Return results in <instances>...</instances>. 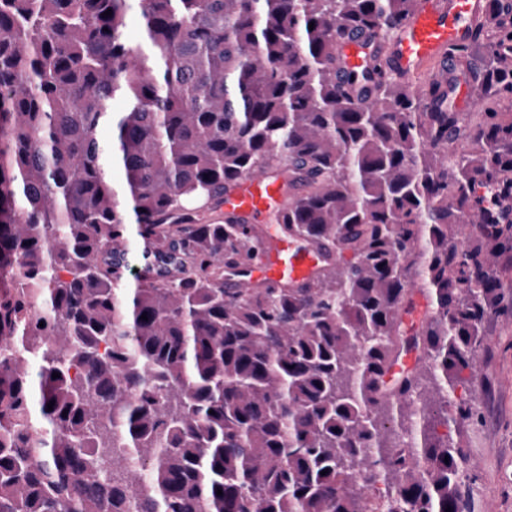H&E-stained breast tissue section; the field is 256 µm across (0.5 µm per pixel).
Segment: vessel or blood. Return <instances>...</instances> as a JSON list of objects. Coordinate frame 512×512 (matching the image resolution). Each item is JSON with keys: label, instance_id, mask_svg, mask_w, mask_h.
<instances>
[{"label": "vessel or blood", "instance_id": "b4317fda", "mask_svg": "<svg viewBox=\"0 0 512 512\" xmlns=\"http://www.w3.org/2000/svg\"><path fill=\"white\" fill-rule=\"evenodd\" d=\"M484 12L485 0H418L413 14L393 36L370 45L360 39L342 41L336 53L342 66L356 69L364 67L374 52L384 51L394 75L424 92L430 84H441L459 107L467 109L473 104L470 89L458 82L445 62L451 47L483 34L480 19ZM288 204L281 181L263 172L245 175L224 195L225 212L240 216L247 224L268 223L273 213L287 210ZM321 261L317 249L282 238L253 261L251 278L274 287L285 281L302 282L314 274Z\"/></svg>", "mask_w": 512, "mask_h": 512}]
</instances>
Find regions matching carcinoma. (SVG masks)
Wrapping results in <instances>:
<instances>
[{"label":"carcinoma","mask_w":512,"mask_h":512,"mask_svg":"<svg viewBox=\"0 0 512 512\" xmlns=\"http://www.w3.org/2000/svg\"><path fill=\"white\" fill-rule=\"evenodd\" d=\"M417 2L0 0V512H468L438 427L512 314V0L449 54L465 115L337 59ZM274 169V230L198 218ZM280 236L339 258L231 287Z\"/></svg>","instance_id":"cac0c4a2"}]
</instances>
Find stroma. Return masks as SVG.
Returning <instances> with one entry per match:
<instances>
[{
  "mask_svg": "<svg viewBox=\"0 0 512 512\" xmlns=\"http://www.w3.org/2000/svg\"><path fill=\"white\" fill-rule=\"evenodd\" d=\"M462 395L479 414L460 436L470 512H512V317L487 324L476 373Z\"/></svg>",
  "mask_w": 512,
  "mask_h": 512,
  "instance_id": "stroma-1",
  "label": "stroma"
}]
</instances>
